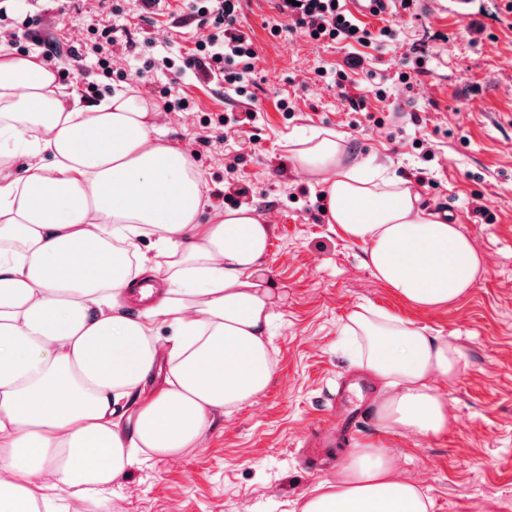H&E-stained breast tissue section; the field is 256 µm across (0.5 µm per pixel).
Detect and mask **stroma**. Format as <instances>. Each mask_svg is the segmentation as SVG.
I'll return each instance as SVG.
<instances>
[{
    "label": "stroma",
    "instance_id": "35a3bbf8",
    "mask_svg": "<svg viewBox=\"0 0 512 512\" xmlns=\"http://www.w3.org/2000/svg\"><path fill=\"white\" fill-rule=\"evenodd\" d=\"M289 22L274 0H241L237 26L253 42L257 78L230 98L199 71L161 62L191 53L212 31L188 0L158 10L142 0H0V31L29 48L56 41L48 66L81 101L128 86L153 102L164 88L192 100L193 110L163 112L161 139L191 156L211 208L247 206L273 226L268 276L284 295L271 330L274 378L256 401L217 415L202 447L140 457L101 502L112 512H301L334 477L303 465L302 441L335 426L329 397L341 377H366L342 328L370 306L462 349L460 373L444 389L452 425L439 437H406L371 419L334 448L336 462L372 445L422 486L429 512H512V0L393 5L361 21L374 33L391 27L393 40L378 49L271 35ZM105 25L117 28L111 69L71 55ZM128 40L136 57L125 53ZM340 70L349 77L342 87L331 77ZM309 130L335 132L348 160L417 184L422 207L448 216L481 254L486 273L475 288L423 311L377 280L363 245L331 230L316 178L288 160L292 137ZM421 168L431 184L418 185ZM242 186L248 194L237 195Z\"/></svg>",
    "mask_w": 512,
    "mask_h": 512
}]
</instances>
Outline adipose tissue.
<instances>
[{"label": "adipose tissue", "instance_id": "obj_1", "mask_svg": "<svg viewBox=\"0 0 512 512\" xmlns=\"http://www.w3.org/2000/svg\"><path fill=\"white\" fill-rule=\"evenodd\" d=\"M158 116L130 88L81 102L39 54L14 55L0 35V512H42L46 475L98 505L101 487L141 450L176 458L201 447L214 415L256 400L276 372L272 227L248 207L207 212L204 177L160 140ZM20 154L29 159L22 176ZM290 155L321 183L328 224L363 244L366 267L408 304L452 305L483 277L458 225L423 209L388 168L344 163L334 133L300 137ZM145 238L154 254L141 251ZM146 275L165 290L122 312L126 288ZM161 323L173 330L164 341ZM344 329L360 339V362L387 381L375 404L381 426L447 433L441 387L459 374L462 350L368 308ZM302 512H429V501L365 445Z\"/></svg>", "mask_w": 512, "mask_h": 512}]
</instances>
